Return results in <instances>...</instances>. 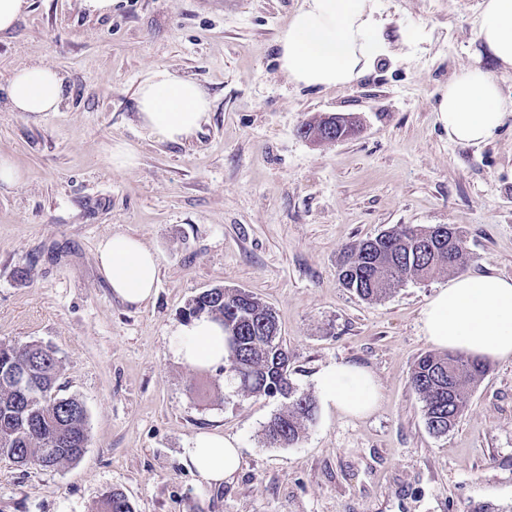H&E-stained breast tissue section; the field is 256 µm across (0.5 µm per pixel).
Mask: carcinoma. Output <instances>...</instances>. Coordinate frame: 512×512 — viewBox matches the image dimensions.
Wrapping results in <instances>:
<instances>
[{
	"label": "carcinoma",
	"mask_w": 512,
	"mask_h": 512,
	"mask_svg": "<svg viewBox=\"0 0 512 512\" xmlns=\"http://www.w3.org/2000/svg\"><path fill=\"white\" fill-rule=\"evenodd\" d=\"M440 225L399 224L344 251L339 279L361 299L378 301L409 279H427L444 268L466 266L464 235L455 230L453 242L440 238ZM187 317L205 315L224 326L228 350L225 375L252 395H280L290 400L285 413L271 418L263 429L269 445L290 446L302 425L316 415L315 401L300 393L288 378V351L279 336L273 310L242 288H211L189 302ZM488 366L461 354L425 353L415 362L410 385L423 403L426 425L432 434H448L465 412L469 388ZM58 360L51 349L32 343L22 349L0 341V457L11 456L21 465L53 468L81 457L88 447L87 414L83 402L61 397ZM28 374L31 388L20 394L14 376ZM57 443L50 453L46 442ZM101 512H134L118 490L104 495Z\"/></svg>",
	"instance_id": "obj_1"
}]
</instances>
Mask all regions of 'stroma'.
I'll return each mask as SVG.
<instances>
[{"label":"stroma","mask_w":512,"mask_h":512,"mask_svg":"<svg viewBox=\"0 0 512 512\" xmlns=\"http://www.w3.org/2000/svg\"><path fill=\"white\" fill-rule=\"evenodd\" d=\"M483 0H381L394 58L349 87L290 83L277 39L301 0H30L0 35V154L22 171L0 187V340L50 347L62 395L87 410L88 448L52 469L0 460V512H101L117 489L135 512H512V359L493 361L448 435L426 426L410 387L426 303L454 279L410 280L376 302L342 286L344 246L397 224L465 232L466 273L512 277V117L478 146L438 123V89L470 63ZM419 31L416 49L400 43ZM65 78L59 111H9L17 67ZM167 65L199 82L210 120L182 146L147 137L136 91ZM360 132L300 135L329 114ZM136 166L115 171L107 146ZM136 236L160 260L141 308L113 297L99 241ZM242 288L274 310L290 380L317 396L334 362L369 368L380 400L362 418L318 407L296 444L263 429L289 403L249 397L223 370L178 363L172 343L192 297ZM201 430L237 439L241 465L221 487L181 462Z\"/></svg>","instance_id":"1"}]
</instances>
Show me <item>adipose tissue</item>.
<instances>
[{
  "label": "adipose tissue",
  "mask_w": 512,
  "mask_h": 512,
  "mask_svg": "<svg viewBox=\"0 0 512 512\" xmlns=\"http://www.w3.org/2000/svg\"><path fill=\"white\" fill-rule=\"evenodd\" d=\"M385 25L378 0H302L277 39L279 67L297 86L351 85L392 56ZM509 68L512 0H485L471 64L438 90L435 110L449 140L478 145L496 136L512 115V97L504 95L494 72ZM64 93L59 72L37 64L15 69L6 86L10 110L33 115L59 111ZM136 100L144 134L172 144L195 139L209 121L211 102L204 87L165 65L140 83ZM96 259L114 297L136 307L153 297L159 258L137 237H105L97 245ZM421 328L436 348L484 360L512 359V278L488 273L455 278L422 309ZM174 355L201 370L223 366V328L204 317L181 325ZM318 382L323 405L344 415H366L380 398L374 374L357 364L332 363ZM240 461L237 441L215 430L196 433L181 458L198 482L210 486L230 479Z\"/></svg>",
  "instance_id": "adipose-tissue-1"
}]
</instances>
